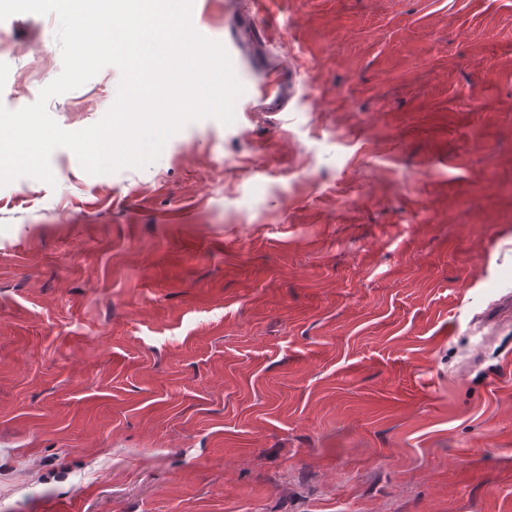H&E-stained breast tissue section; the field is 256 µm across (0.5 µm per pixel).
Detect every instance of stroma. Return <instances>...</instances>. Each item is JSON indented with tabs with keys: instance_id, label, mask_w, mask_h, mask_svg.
<instances>
[{
	"instance_id": "stroma-1",
	"label": "stroma",
	"mask_w": 512,
	"mask_h": 512,
	"mask_svg": "<svg viewBox=\"0 0 512 512\" xmlns=\"http://www.w3.org/2000/svg\"><path fill=\"white\" fill-rule=\"evenodd\" d=\"M192 24L240 38L232 124L0 186V512H512V0ZM57 28L0 21L1 105L60 75ZM271 66L288 105L249 111ZM120 81L48 111L84 129Z\"/></svg>"
}]
</instances>
